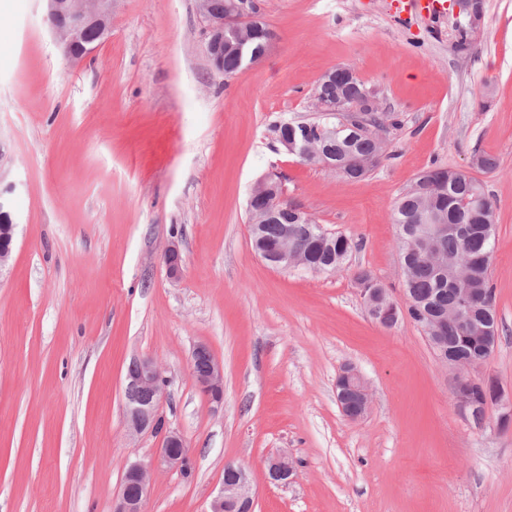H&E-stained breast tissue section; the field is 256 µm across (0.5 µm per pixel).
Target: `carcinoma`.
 Returning <instances> with one entry per match:
<instances>
[{"instance_id": "carcinoma-1", "label": "carcinoma", "mask_w": 512, "mask_h": 512, "mask_svg": "<svg viewBox=\"0 0 512 512\" xmlns=\"http://www.w3.org/2000/svg\"><path fill=\"white\" fill-rule=\"evenodd\" d=\"M266 53V33L255 34L248 41L247 51L238 55L224 49V75L230 77ZM349 67L332 70L331 88H340L348 106L356 108L364 102L366 84L351 75ZM352 113H322L309 122L282 121L275 126L279 139L295 138L299 145L313 140L329 150V161L338 163L336 171L343 179H359L369 170L349 171L341 161L352 155L379 156L381 141L358 127L351 128ZM448 225V232L434 239L427 237V220ZM393 223L399 228V249L402 256V279L408 302L398 309L394 322L404 317L416 325L449 308L462 313L458 328L448 332L447 347L451 352L490 354L498 335L495 295L490 283V263L468 271L467 279L455 284L448 268L433 259L442 257L492 256L495 229L493 204L481 184L458 171L435 166L422 172L412 188L403 193L393 209ZM316 224L299 208L282 202L276 205L274 216L262 225L261 237L265 245L273 246L281 235L283 225ZM298 246L309 253L314 264L329 261L345 263L353 242L343 234L331 233L327 239L301 241Z\"/></svg>"}]
</instances>
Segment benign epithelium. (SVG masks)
Here are the masks:
<instances>
[{"mask_svg": "<svg viewBox=\"0 0 512 512\" xmlns=\"http://www.w3.org/2000/svg\"><path fill=\"white\" fill-rule=\"evenodd\" d=\"M114 0H45L46 18L54 39L72 62L78 64L90 56L112 32V4ZM459 11L469 17L471 30H477L481 5L477 0H456ZM198 11L205 23L206 52L215 66L223 68L222 46L224 29L231 28L242 35L265 25L258 0H237L226 15H217L212 0H198ZM15 185H0V271L9 263L15 219L9 209L8 195ZM258 255L267 263L282 269L302 266L300 253L288 248V225H283L278 243L263 249ZM168 275L177 279L182 273L181 255L174 244L163 253ZM361 296L370 317L385 318L397 308L396 302L385 288H363ZM459 315L448 313V318L431 323L422 331L434 345L438 363L454 371L453 394L456 405L466 416H472L473 402L469 394L471 385L483 380L477 370L481 360H453L441 349L440 338L448 326L456 323ZM205 357V366L192 369L197 387L213 402L219 404L224 397V366L205 343L194 346L191 361ZM125 417L130 432L141 434L159 429L158 405L166 387L160 366L151 358H137L129 364L125 379ZM336 399L343 413L352 421L362 419L370 407V394L364 377L352 364L345 365L336 381ZM187 461V444L176 429L164 432L161 448L149 464L134 462L125 471L119 496L112 512H145L151 472L157 468L181 470ZM231 476L224 479L219 493L210 502L209 512H252L251 480L247 470L235 465ZM296 472L295 460L286 452L268 459V479L277 484H288Z\"/></svg>", "mask_w": 512, "mask_h": 512, "instance_id": "1", "label": "benign epithelium"}]
</instances>
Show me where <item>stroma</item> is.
I'll return each instance as SVG.
<instances>
[{
	"label": "stroma",
	"mask_w": 512,
	"mask_h": 512,
	"mask_svg": "<svg viewBox=\"0 0 512 512\" xmlns=\"http://www.w3.org/2000/svg\"><path fill=\"white\" fill-rule=\"evenodd\" d=\"M260 7L275 46L227 77L197 0H116L111 37L77 65L43 0H0V179L17 221L0 271V512H112L127 465L162 441L126 426L139 357L161 367L159 415L189 448L188 472L153 471L146 512H207L230 463L250 473L254 512H512V429L494 407L465 418L422 330L376 323L357 280L403 302L396 201L433 166L482 181L499 337L481 373L512 393V0H482L464 46L454 7L436 30L397 23L388 0ZM339 66L397 119L358 180L272 132L315 119L314 89ZM273 170L289 202L353 240L341 268L254 252L247 203ZM200 342L224 365L223 405L192 377ZM347 363L372 397L358 421L336 402ZM282 451L296 475L275 485L265 466Z\"/></svg>",
	"instance_id": "stroma-1"
}]
</instances>
